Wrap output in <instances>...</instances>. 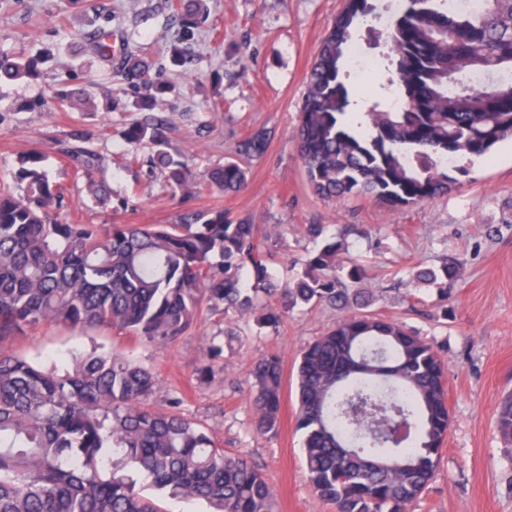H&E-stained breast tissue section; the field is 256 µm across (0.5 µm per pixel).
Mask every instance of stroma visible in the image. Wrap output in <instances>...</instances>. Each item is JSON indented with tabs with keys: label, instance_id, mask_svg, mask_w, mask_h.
Here are the masks:
<instances>
[{
	"label": "stroma",
	"instance_id": "obj_1",
	"mask_svg": "<svg viewBox=\"0 0 512 512\" xmlns=\"http://www.w3.org/2000/svg\"><path fill=\"white\" fill-rule=\"evenodd\" d=\"M173 0H0V53L47 57L36 80L0 84V180L19 156L37 149L51 179L68 192L65 211L82 224H173L188 210L222 208L236 220L275 228L263 242L279 286H286L317 246L306 228L326 234L350 230L349 250L367 267L369 310L416 330L443 361L451 417L434 477L408 512H512V445L496 424L501 401L512 394V141L484 159H462L469 173L458 188L427 203L388 211L374 198L324 199L312 191L292 140L310 67L345 0H206L208 17L192 48L199 61L188 74L170 67L167 49L178 35ZM111 17L115 39L154 64L152 80L170 85L155 113L167 124L173 148L192 175L189 202L173 196L150 170L155 147L130 148L127 128L141 113L120 73L107 75L94 105L57 106L59 83L82 85L99 71L85 37ZM257 129L268 134L262 157L243 160L247 186L226 194L203 182L208 169L238 157V145ZM102 160L96 172L112 197L141 193L124 210L99 205L62 155L74 134ZM456 260L460 277L448 301L411 278L416 267ZM340 313L327 305L298 307L277 328L258 327L222 311H203L188 334L164 348L115 329H26L13 352L43 365L89 352H119L147 366L162 407L181 398L182 411L206 426L218 447L253 462L273 488L278 512H336L316 499L301 459L295 425L299 350L330 330ZM236 333L225 341V330ZM224 346L210 361L212 344ZM268 355L283 365L277 432L254 426L253 364ZM213 364L209 381L198 371Z\"/></svg>",
	"mask_w": 512,
	"mask_h": 512
}]
</instances>
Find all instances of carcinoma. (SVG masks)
Returning a JSON list of instances; mask_svg holds the SVG:
<instances>
[{
	"instance_id": "1",
	"label": "carcinoma",
	"mask_w": 512,
	"mask_h": 512,
	"mask_svg": "<svg viewBox=\"0 0 512 512\" xmlns=\"http://www.w3.org/2000/svg\"><path fill=\"white\" fill-rule=\"evenodd\" d=\"M206 13L203 0H179L181 37L170 62L185 72L197 59L186 41ZM371 0H345L322 40L306 80L293 139L309 185L325 199L367 193L393 210L448 193L467 169L452 163L489 155L512 139V0H483L478 12L456 0H402L383 29ZM365 31L379 51L378 87L356 110L344 65ZM85 41L104 65L122 72L145 110L126 133L135 147H157L151 169L173 194L189 197L186 163L169 147L164 120L152 112L165 84L148 79L151 64L133 52L115 57L104 24ZM38 55L0 54V83L36 79ZM488 82L477 87L473 78ZM91 100L87 87L59 88L69 106ZM266 133L253 131L240 152L261 157ZM63 154L99 203L109 195L94 175L97 157L81 147ZM39 150L17 162L0 186V512H163L136 489L146 473L160 491L210 512H275L260 469L218 447L203 424L151 403L158 386L145 366L118 354H89L71 368L39 366L7 351L41 323L124 330L157 347L190 332L206 306L255 316L275 328L282 313L325 303L346 311L336 326L300 351L296 422L313 494L336 512H407L433 478L448 435L444 368L434 346L404 325L365 311V267L347 239L323 237L292 283L278 287L260 241L265 225L234 221L220 208L187 213L175 224H77L60 213L63 189ZM207 180L230 193L245 188L235 161ZM413 279L448 299L458 265L421 268ZM280 295V305L263 299ZM255 428L280 423L283 370L275 356L258 360ZM512 442V397L497 412Z\"/></svg>"
}]
</instances>
